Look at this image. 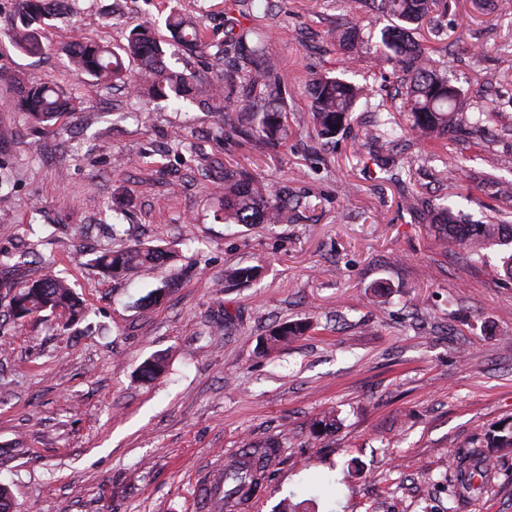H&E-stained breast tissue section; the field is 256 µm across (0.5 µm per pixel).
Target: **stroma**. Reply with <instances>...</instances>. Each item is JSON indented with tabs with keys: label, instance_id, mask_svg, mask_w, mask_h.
I'll return each instance as SVG.
<instances>
[{
	"label": "stroma",
	"instance_id": "35a3bbf8",
	"mask_svg": "<svg viewBox=\"0 0 512 512\" xmlns=\"http://www.w3.org/2000/svg\"><path fill=\"white\" fill-rule=\"evenodd\" d=\"M494 4L448 0L412 33L461 87L463 111L491 115L478 133L394 142L422 193L411 209L365 139L380 114L408 117L394 97L404 66L381 54L387 21L369 23L364 0H274L257 22L275 67L249 102L276 100L288 138L273 148L250 121L230 128L198 105L98 85L64 52L121 46L146 24L169 67L207 79L164 20L194 17L220 43L231 23H256L234 0H69L36 55L13 47L16 0H0V480L14 512H197V488L247 446L277 451L251 512L287 498L301 512H512V456L483 499L458 506L440 470L512 418V279L492 272L498 248L470 264L431 229L441 205L512 223V197L496 189L512 184V0ZM337 26L356 28L354 59L329 40ZM316 73L366 90L329 141L310 119ZM23 78L57 84L79 111L34 123L10 104ZM228 168L288 187L292 222L224 223ZM140 243L179 256L116 278L91 263ZM253 266L255 279L225 287L226 269ZM48 272L75 289L80 320L9 318L4 284ZM298 321L306 334L263 356L270 332ZM158 353L165 373L142 381ZM331 411L335 428L314 433Z\"/></svg>",
	"mask_w": 512,
	"mask_h": 512
}]
</instances>
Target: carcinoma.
I'll list each match as a JSON object with an SVG mask.
<instances>
[{
    "label": "carcinoma",
    "mask_w": 512,
    "mask_h": 512,
    "mask_svg": "<svg viewBox=\"0 0 512 512\" xmlns=\"http://www.w3.org/2000/svg\"><path fill=\"white\" fill-rule=\"evenodd\" d=\"M373 10L386 16L388 25L381 30L382 54L387 59L407 57L411 71L407 75L403 96V110L408 112L410 128L423 139L440 138L459 127L479 130L487 113L467 114L460 111L461 90L448 79L436 61L412 42L410 26L419 23L438 8L437 0H369ZM49 9L47 0H17L21 26L12 34L13 46L25 53L41 49L38 39L40 24ZM167 26L182 46L191 53L202 55L214 47L213 57L222 59L233 51L239 52L245 83L226 86L218 81H200L192 72L177 71L166 66L164 51L156 38L143 26L132 29L127 43L116 52L98 44L74 41L64 47L72 65L80 74L88 75L99 84L109 86L126 83L130 67L136 66L138 74L132 90L147 100H172L176 103L197 100L207 102L217 114L231 111L228 102L241 93L249 96L257 88L266 86V78L273 70V62L265 55L260 44L247 46V30H229L224 44L212 45L201 39V32L193 20L180 14H171ZM333 39L346 49L358 43L354 28H336ZM16 98L14 106L39 122H51L69 110L76 111L60 93L44 81H14ZM314 127L321 139L336 136L350 118L354 106L364 95L363 88L337 77L314 75L308 83ZM258 138L268 145H277L288 138V128L281 120V112L275 105L267 104L252 115ZM400 124L393 114L381 120L379 125L366 133L379 155L375 161L380 169L397 182L401 173L392 171L389 159L380 155L397 133ZM224 223L226 224H286L290 219L288 195L272 191L256 176L241 171H224ZM437 236L460 250L469 258L482 256V251L494 246L512 245V224L487 222L466 224L450 208L438 212L433 223ZM176 256L170 246L156 245L125 249L105 250L94 263L113 277L124 275L144 265H165ZM254 269L239 268L224 274V284L237 286L251 280ZM9 316L17 320L30 318L44 311H60L69 324L82 315L81 303L66 280L45 276L8 289ZM305 327L299 323L284 325L267 339V350L276 349L280 343L303 334ZM165 370V358L155 355L146 359L139 368L144 381H152ZM482 447L486 451L471 458L463 454L449 457L448 466L453 468L455 496L474 497L482 493L496 469L500 458L512 452V421L502 422V428L490 429L485 434ZM274 448H245L241 455L224 467V500L230 501L244 494L249 485H257L261 479L260 468L253 467L254 457L264 459L275 454Z\"/></svg>",
    "instance_id": "1"
}]
</instances>
